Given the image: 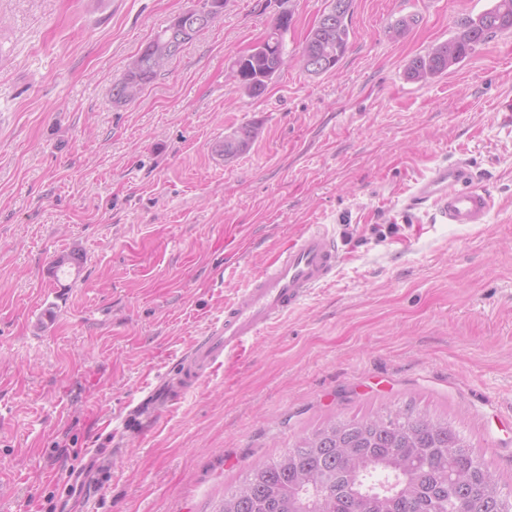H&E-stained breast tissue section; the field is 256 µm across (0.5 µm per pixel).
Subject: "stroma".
Wrapping results in <instances>:
<instances>
[{
	"label": "stroma",
	"instance_id": "stroma-1",
	"mask_svg": "<svg viewBox=\"0 0 512 512\" xmlns=\"http://www.w3.org/2000/svg\"><path fill=\"white\" fill-rule=\"evenodd\" d=\"M494 2L354 0L336 71L292 64L251 98L225 75L280 0H227L118 104L128 63L195 0H0V512H213L329 419L409 406L512 490V31L429 83L405 73ZM325 6L291 0L288 54ZM456 161L493 197L485 223L407 205ZM310 224L341 248L332 280L164 401L163 374ZM259 133L256 122L245 123L231 133L225 134L224 143L218 145V150L224 152L225 160H232L249 150Z\"/></svg>",
	"mask_w": 512,
	"mask_h": 512
}]
</instances>
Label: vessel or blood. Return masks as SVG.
<instances>
[{"mask_svg": "<svg viewBox=\"0 0 512 512\" xmlns=\"http://www.w3.org/2000/svg\"><path fill=\"white\" fill-rule=\"evenodd\" d=\"M409 206H427L437 224L484 223L491 205L489 192L476 186L465 163L444 164L413 187ZM340 261L337 241L321 225H312L291 239L224 305V314L185 351L164 386L177 396L205 378L225 356L239 353L246 342L262 336L313 291L328 283Z\"/></svg>", "mask_w": 512, "mask_h": 512, "instance_id": "b4317fda", "label": "vessel or blood"}]
</instances>
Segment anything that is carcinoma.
<instances>
[{
	"instance_id": "carcinoma-1",
	"label": "carcinoma",
	"mask_w": 512,
	"mask_h": 512,
	"mask_svg": "<svg viewBox=\"0 0 512 512\" xmlns=\"http://www.w3.org/2000/svg\"><path fill=\"white\" fill-rule=\"evenodd\" d=\"M353 0H328L332 22L310 31L298 58L310 75L332 72L349 45ZM293 21L283 9L266 39L236 59L238 75L227 80L250 97L265 93L281 70L284 35ZM512 30V0H497L489 10L463 22L456 34L427 53L412 58L407 78L429 82L461 64L473 47L493 32ZM157 33L127 65L112 96L135 88L139 97L171 59L152 61L149 48ZM259 133L255 122L224 135L219 151L230 161L249 150ZM81 257H56L57 273L79 266ZM215 512H512V491L503 492L469 440L453 424L411 407L360 419H333L300 436L279 456L256 464L243 480L226 490Z\"/></svg>"
}]
</instances>
